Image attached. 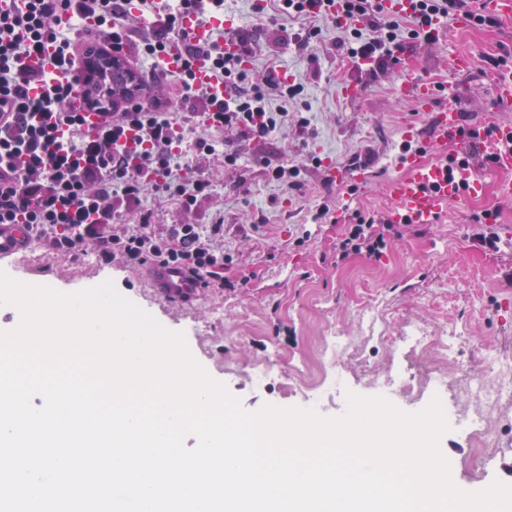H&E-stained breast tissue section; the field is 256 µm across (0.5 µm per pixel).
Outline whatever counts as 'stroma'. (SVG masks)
<instances>
[{
  "label": "stroma",
  "mask_w": 512,
  "mask_h": 512,
  "mask_svg": "<svg viewBox=\"0 0 512 512\" xmlns=\"http://www.w3.org/2000/svg\"><path fill=\"white\" fill-rule=\"evenodd\" d=\"M301 26L269 13L253 34L259 49L251 67L284 71L305 85L304 103L288 110L310 105L313 135H298L291 121L267 140L235 139L239 167H225L219 157L203 160L217 194L199 199L191 212L162 198L149 201L160 224H208L223 210L224 249L233 257L224 275L231 287L202 289L191 306L160 302L144 285L145 269L119 259L106 265L91 252L74 259L45 246L37 261L19 254L5 271L63 293L113 281L164 327L183 333L193 358L248 411L267 404L300 406L303 389L322 374L329 336L346 338L348 346L336 354V386L319 408L325 417L345 411L348 393H382L400 338L412 324L456 331L461 342L446 360L436 350L413 356L410 373L437 364L451 378L479 376L486 351L512 359V237L496 252L472 239V217L482 210H497L495 232L512 225V204L499 203L493 185L479 196L449 203L436 223L404 229L380 258L338 256L344 209L385 213L389 203L382 184L394 172L404 128L422 123L413 100L400 92L403 77L422 72L434 83L448 84L454 79V53L476 48L485 56L512 48V18L494 31L449 26L439 45L409 42L410 64L375 74L342 56L343 35L332 25H324L320 40L307 47L287 43L285 32ZM348 84L363 86V94L343 98ZM355 158L373 174L367 189L353 191L326 180L327 165L342 169ZM284 159L298 161L301 190L289 192L271 181V167ZM322 202L330 212L318 220L314 214ZM368 310L379 318L373 336L362 322ZM493 427L484 442L455 426L441 437L455 484L473 491L496 480L512 485V401L502 405ZM488 446L496 450L491 464L472 469Z\"/></svg>",
  "instance_id": "obj_1"
}]
</instances>
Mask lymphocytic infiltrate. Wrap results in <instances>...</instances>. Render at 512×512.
Here are the masks:
<instances>
[{"instance_id": "obj_1", "label": "lymphocytic infiltrate", "mask_w": 512, "mask_h": 512, "mask_svg": "<svg viewBox=\"0 0 512 512\" xmlns=\"http://www.w3.org/2000/svg\"><path fill=\"white\" fill-rule=\"evenodd\" d=\"M189 0H20L0 11V224L30 225L35 236L71 257L94 249L103 263L174 266L201 286L226 288L224 218L211 224H172L158 228L149 196L161 195L188 211L213 195L214 182L200 162L215 155L228 136L264 140L288 119L271 110L270 93L294 102L302 84L254 75L230 63L225 37L244 56L256 44L249 30H218L203 46L191 44L179 26V6ZM473 0H412L410 10H393L385 0H278L282 14L321 18L339 29L348 57L366 70L384 72L402 61L407 41H428L435 22L470 9ZM152 15L149 31L133 27L136 15ZM94 27H87V20ZM104 37L114 50L130 51L135 61L162 73L160 94L106 112V125L91 138L81 135V116L72 99L81 81L75 66L79 35ZM176 42L186 46L181 73L161 72L163 56ZM57 48L54 71L33 65L43 44ZM206 64L214 84H193V67ZM225 96L217 98L214 89ZM134 131L133 147L120 142ZM339 244L342 257L381 256L388 238L403 227L377 214L354 211Z\"/></svg>"}]
</instances>
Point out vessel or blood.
I'll list each match as a JSON object with an SVG mask.
<instances>
[{
    "label": "vessel or blood",
    "instance_id": "b4317fda",
    "mask_svg": "<svg viewBox=\"0 0 512 512\" xmlns=\"http://www.w3.org/2000/svg\"><path fill=\"white\" fill-rule=\"evenodd\" d=\"M220 17L203 20L196 10L190 9L180 16V24L195 45L207 44L215 27L223 25ZM477 69V59L471 54H458L452 59L455 81L444 89L423 77H411L401 83L419 111L427 118L417 131L407 130V137L418 136L431 146L444 149L459 144L470 126L464 112L461 94L462 79L471 77ZM493 100L500 106L512 105V68L487 72ZM485 120L494 125L496 134L482 145L484 154L490 155L489 166L469 165L461 168L458 181L452 182L442 163L427 162L422 153L405 152L398 158L401 171L384 183L390 207L385 214L393 224H431L446 212L448 201L460 196L481 193L486 182H494L498 197L512 200V124L497 122L494 114ZM31 230L25 224H0V261L10 259L27 246ZM147 280L153 295L162 302L191 303L199 295L198 288L174 267L151 269Z\"/></svg>",
    "mask_w": 512,
    "mask_h": 512
}]
</instances>
